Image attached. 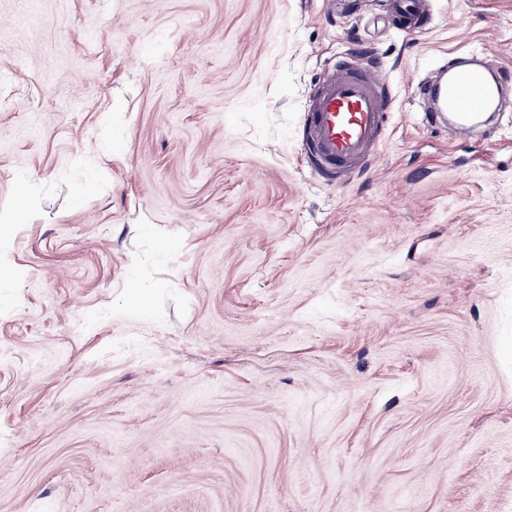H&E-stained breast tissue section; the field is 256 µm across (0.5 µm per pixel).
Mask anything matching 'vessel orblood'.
<instances>
[{
	"mask_svg": "<svg viewBox=\"0 0 512 512\" xmlns=\"http://www.w3.org/2000/svg\"><path fill=\"white\" fill-rule=\"evenodd\" d=\"M398 22L410 33L423 30L430 16L426 0H393ZM446 78L421 87L435 104L425 112L428 126H439L440 114L452 115L463 126L496 111L504 90L512 86L505 67L487 72L464 56L445 66ZM385 74L372 64L357 66L341 56L332 64L321 89L311 95L304 115L303 142L316 171L350 179L374 158L375 148L393 111V98L384 89Z\"/></svg>",
	"mask_w": 512,
	"mask_h": 512,
	"instance_id": "1",
	"label": "vessel or blood"
}]
</instances>
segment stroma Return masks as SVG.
I'll list each match as a JSON object with an SVG mask.
<instances>
[{"mask_svg":"<svg viewBox=\"0 0 512 512\" xmlns=\"http://www.w3.org/2000/svg\"><path fill=\"white\" fill-rule=\"evenodd\" d=\"M0 0V512H512V111L422 120L512 0ZM391 121L321 178L349 49ZM392 10L398 22L410 33H421L429 23L426 0H392ZM384 84L385 74L376 63L358 67L351 56H339L332 64L304 115L302 144L315 171L347 181L373 160L393 111Z\"/></svg>","mask_w":512,"mask_h":512,"instance_id":"stroma-1","label":"stroma"}]
</instances>
